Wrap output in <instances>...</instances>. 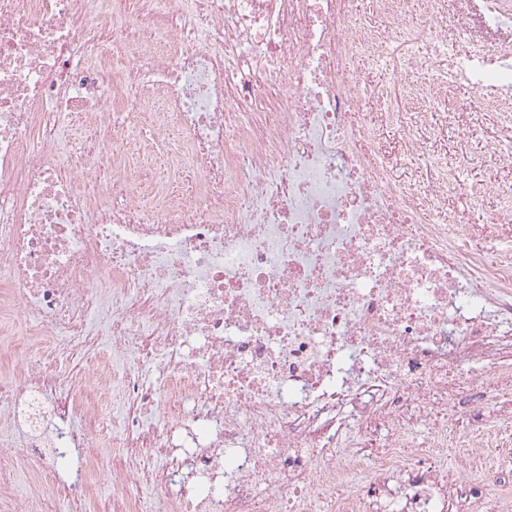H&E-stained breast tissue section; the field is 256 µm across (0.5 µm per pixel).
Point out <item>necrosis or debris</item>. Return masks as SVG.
I'll return each instance as SVG.
<instances>
[{
  "mask_svg": "<svg viewBox=\"0 0 512 512\" xmlns=\"http://www.w3.org/2000/svg\"><path fill=\"white\" fill-rule=\"evenodd\" d=\"M464 2L457 31L500 51L459 43L429 0L387 53L412 82L387 97L410 157L447 95L512 115L503 0ZM351 3L138 0L137 49L112 0H0V512L82 507L105 436L103 512H140L144 481L159 512H498L481 489L512 475L442 457L469 470L495 445L473 413L465 440L449 432L464 393L512 414V245H474L438 211L494 192L512 231V185L439 159L423 206L391 178L349 67L374 50ZM266 87L274 111L243 121ZM77 119L92 136L65 140ZM34 346L86 361L89 390L61 395L68 372L28 366ZM108 397L125 413L107 435ZM15 444L84 465L18 501Z\"/></svg>",
  "mask_w": 512,
  "mask_h": 512,
  "instance_id": "4bbe7bcc",
  "label": "necrosis or debris"
}]
</instances>
